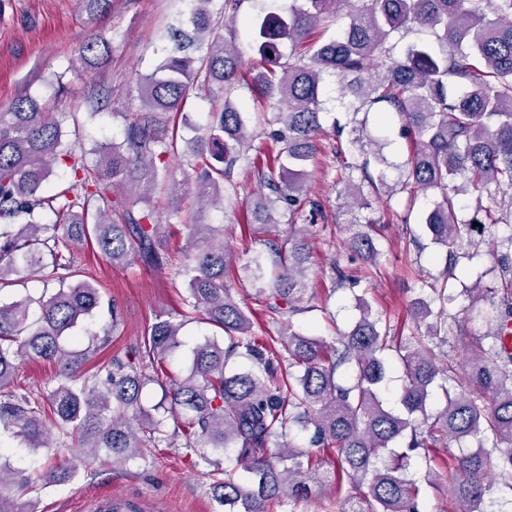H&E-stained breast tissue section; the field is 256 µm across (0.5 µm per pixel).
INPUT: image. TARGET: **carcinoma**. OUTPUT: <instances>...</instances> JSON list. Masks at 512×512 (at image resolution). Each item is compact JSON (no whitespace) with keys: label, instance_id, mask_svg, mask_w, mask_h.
I'll return each instance as SVG.
<instances>
[{"label":"carcinoma","instance_id":"carcinoma-1","mask_svg":"<svg viewBox=\"0 0 512 512\" xmlns=\"http://www.w3.org/2000/svg\"><path fill=\"white\" fill-rule=\"evenodd\" d=\"M189 2L187 26L171 28L172 46L162 64L138 84L144 111L122 113L123 139L99 153L93 166L84 162L73 136L80 116L92 119L112 100L104 77L112 39L99 25L112 0H75L93 28L70 57V69L91 80L72 110L60 112L28 93L0 109V288L19 275L44 285L37 298L0 300V439L7 436L15 447L45 455L34 480L0 456V512H33L21 495L38 485L71 481L79 463L90 466L106 456L116 464L162 444L190 449L213 467L207 472L211 496L225 512H268L284 501L289 512H297L330 477L336 491L345 483L355 491L341 512H425L407 460L421 456L433 473L431 449L490 435L492 448L481 444L450 452L444 461L453 512H484L489 478L512 490V353L501 345L505 323L512 319L511 255L497 258L503 299L488 333L491 344L472 354L462 373L451 362H440L435 351L452 329L458 342L469 344L463 326L448 324L444 288H433L429 299L412 304L411 318L425 325L419 336L390 335L360 299L359 319L331 341L282 328L283 357L256 338L251 311L226 286L234 255L224 226L184 225L192 252L176 256L155 220L152 199L164 186L157 164L177 151V120L189 91L211 97L219 88L227 97L188 141L199 160L194 201L224 209L236 195L234 166L248 160L274 194L257 198L256 221L274 223L272 210L282 207L291 224L286 239L266 240L267 254L256 255L243 270L260 280L272 265L271 286L255 297L271 320L301 312L316 210L307 198L304 166L317 152L323 82L332 74L353 113L397 115L402 135L412 143L401 189L412 197H438L423 214L432 242L447 248L450 260L460 241L480 247L487 221L477 213L459 219L456 198L512 189V0H303L286 13L271 0L268 11L248 25L262 61V71L253 77L256 95L283 116L282 128L272 134L281 145L275 161L287 175L282 185L248 159L245 112L228 97L241 57L220 29L224 18L235 24L243 0H224L216 12L210 9L215 0ZM338 4L350 6L346 27L326 43L311 42L312 30ZM414 28L436 33L441 50L410 44L401 58H391L388 37ZM202 42L207 53L197 59L193 53ZM285 42L294 49L286 62L280 51ZM380 55L391 65L375 79L368 70ZM364 131L360 127L351 141L362 162L347 165L359 172L360 185L349 174L343 188L362 207V185L377 196L387 187L384 172L370 173L366 147L374 141ZM60 166L68 169V179L44 195ZM49 213L55 217L50 224ZM88 239L114 265L137 259L146 267H167L187 285L178 318L157 319L130 357L100 362L93 371L86 365L111 342V330L102 336L85 330V348L76 330L104 306L115 330L121 310L113 301L103 302L91 276L78 278L71 250ZM346 245L376 264L379 250L368 232H352ZM193 320L224 336L194 346L187 374L175 378L165 372L167 358L181 347L180 330ZM388 351L395 352L404 372L398 412L381 397ZM237 358L250 366L228 370ZM28 359L59 367L38 399L6 391L19 362ZM440 378L443 404L431 410ZM152 382L164 390L154 406L160 417L140 407L142 390ZM169 418L170 434L163 429ZM305 433L308 448L298 441ZM66 445L75 456L59 462ZM316 448L333 455L332 473L312 468ZM226 449L232 451L231 465L222 468L210 453Z\"/></svg>","mask_w":512,"mask_h":512}]
</instances>
